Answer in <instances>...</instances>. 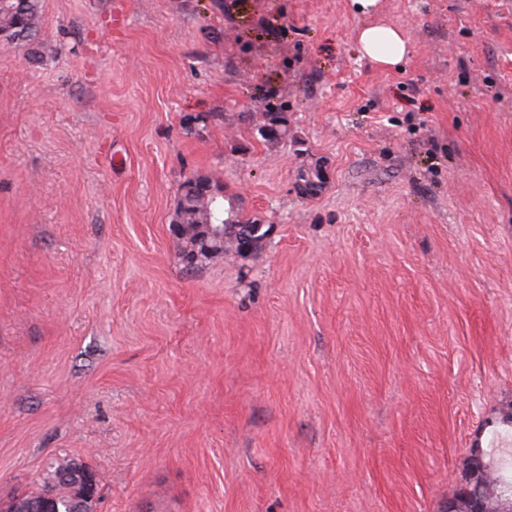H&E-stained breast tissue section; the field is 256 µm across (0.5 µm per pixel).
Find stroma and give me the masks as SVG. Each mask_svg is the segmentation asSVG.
Returning a JSON list of instances; mask_svg holds the SVG:
<instances>
[{
  "mask_svg": "<svg viewBox=\"0 0 512 512\" xmlns=\"http://www.w3.org/2000/svg\"><path fill=\"white\" fill-rule=\"evenodd\" d=\"M41 6L0 45V499L71 459L96 512H439L512 407V0ZM197 172L277 230L188 274ZM363 54L382 66H396L407 54L409 44L403 29L393 23L369 25L358 33Z\"/></svg>",
  "mask_w": 512,
  "mask_h": 512,
  "instance_id": "obj_1",
  "label": "stroma"
}]
</instances>
